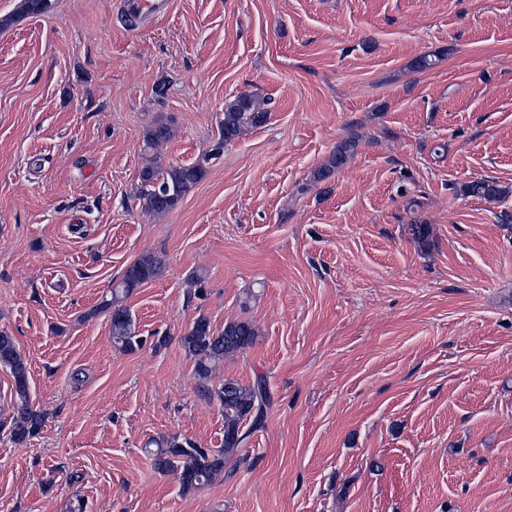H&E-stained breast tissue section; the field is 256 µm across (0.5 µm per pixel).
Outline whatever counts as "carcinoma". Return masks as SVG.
I'll return each instance as SVG.
<instances>
[{
    "mask_svg": "<svg viewBox=\"0 0 512 512\" xmlns=\"http://www.w3.org/2000/svg\"><path fill=\"white\" fill-rule=\"evenodd\" d=\"M50 7L51 0H19L14 15L0 18V27L17 17L44 14ZM265 105V99L256 94H241L228 99L224 102L219 138L198 161L164 166L153 160L143 166L138 174L135 194L141 208L156 215L173 210L204 178L206 166L221 157L225 145L238 140L247 130L267 122L268 110ZM172 135L168 123L157 121L146 130L144 149H153ZM356 149L357 139L352 136L339 141L326 163L311 174V184L328 180L336 170L349 162ZM463 192L467 196L488 201H497L504 194L502 188L489 180L470 182L464 185ZM406 231L412 240L425 244L429 241L431 225L415 220L406 226ZM162 271V260L152 253H145L126 268L119 280L112 283L110 298L103 301L102 309L108 311L110 335L115 347L132 351L142 345L143 339L136 334L134 321L124 301L143 284L160 277ZM256 336L257 330L249 320L230 322L218 330L203 316L196 319L181 336V344L193 361L199 394L208 401H218L224 412V443L220 448H200L178 435L154 441L155 449L151 454L155 468L175 474L184 492L209 485L224 474V463L241 456L244 451L245 433L241 430L244 421L250 418L252 425L258 426L264 419L268 403L264 380L243 385L226 378L213 384L214 372L224 363V359L252 345ZM0 367L9 370L16 393L9 433L14 443L25 444L39 434L45 423V415L30 402L28 361L19 351L13 336L5 331H0Z\"/></svg>",
    "mask_w": 512,
    "mask_h": 512,
    "instance_id": "carcinoma-1",
    "label": "carcinoma"
}]
</instances>
